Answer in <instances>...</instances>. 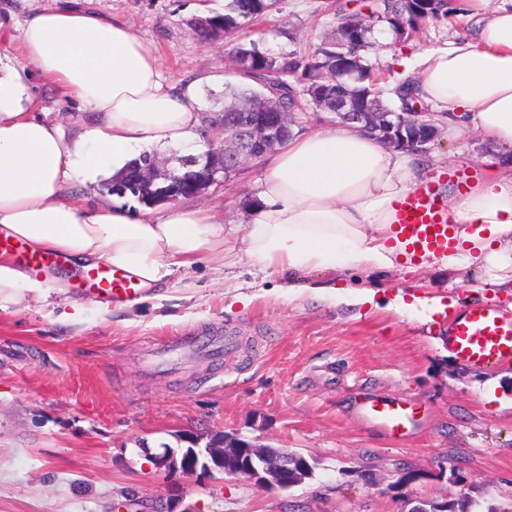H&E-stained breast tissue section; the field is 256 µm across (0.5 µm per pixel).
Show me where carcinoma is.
Segmentation results:
<instances>
[{
  "mask_svg": "<svg viewBox=\"0 0 512 512\" xmlns=\"http://www.w3.org/2000/svg\"><path fill=\"white\" fill-rule=\"evenodd\" d=\"M276 0H228L224 13H202L189 24L203 22L215 31L213 38H227L260 22L271 11ZM376 21V28L389 32L399 43L419 33L423 25L455 17L462 13L456 0H370L365 5ZM355 42L336 37L332 31L305 52L291 51L274 55L255 40H240L229 49L231 61L240 80L224 84V104L248 97H276L285 112H305L312 106V95L329 94L328 104L336 103V90L345 87L386 112H406L419 102L409 91V82L399 80L391 92L399 104L383 100V92L371 80V67L363 63L360 70L350 72L341 67ZM136 165L122 173L128 186L122 205L132 209L148 206L146 193L135 181Z\"/></svg>",
  "mask_w": 512,
  "mask_h": 512,
  "instance_id": "1",
  "label": "carcinoma"
}]
</instances>
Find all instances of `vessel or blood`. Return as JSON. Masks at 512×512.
<instances>
[{
    "instance_id": "vessel-or-blood-1",
    "label": "vessel or blood",
    "mask_w": 512,
    "mask_h": 512,
    "mask_svg": "<svg viewBox=\"0 0 512 512\" xmlns=\"http://www.w3.org/2000/svg\"><path fill=\"white\" fill-rule=\"evenodd\" d=\"M439 196L438 184L426 183L396 205L395 222L399 235L415 253L441 251L451 244L448 220ZM0 252L13 254L34 271L59 265L61 261L57 254L30 252L24 241L9 235L0 234ZM137 284L135 278L117 275L104 268L83 271L79 282L87 292L114 298L136 295ZM448 342L457 360L469 367L485 368L512 362V315L488 300L470 303L449 321ZM232 345L233 341L228 337L212 336L204 342L194 338L173 339L162 349L149 346L145 364L154 367L166 350L188 358L205 356L212 359ZM365 411L370 420L393 433L405 429L416 415L412 407L388 400L370 401Z\"/></svg>"
}]
</instances>
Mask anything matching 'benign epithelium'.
I'll return each instance as SVG.
<instances>
[{"label":"benign epithelium","mask_w":512,"mask_h":512,"mask_svg":"<svg viewBox=\"0 0 512 512\" xmlns=\"http://www.w3.org/2000/svg\"><path fill=\"white\" fill-rule=\"evenodd\" d=\"M348 33L358 36L370 28L368 18L349 15L344 19ZM354 96L336 98L332 115L341 124L357 123L362 130L375 136L385 147L414 151L433 142L438 134L435 125L421 112H383L376 107L355 110ZM298 113L280 111L272 98L245 102L235 112L224 113V139L220 148L221 168L212 171L209 181H198L193 167L201 158L214 153L215 143L207 138V149L199 154L173 156L165 161L152 157L139 169L140 184L148 188L156 204H176L179 197L170 195L176 184L190 183L188 198H198L208 188L224 181V174L256 158L262 150L272 149L284 134L285 127L297 123ZM191 447L178 453L170 448L154 457L157 465L181 469L193 474H205L214 469L233 479H246L266 487L286 488L299 483L310 471L307 459L282 448L256 445L235 435L224 434L219 441L205 447L190 439Z\"/></svg>","instance_id":"1"}]
</instances>
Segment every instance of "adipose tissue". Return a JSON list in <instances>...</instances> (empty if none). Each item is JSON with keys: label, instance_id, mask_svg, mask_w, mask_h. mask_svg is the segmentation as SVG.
Masks as SVG:
<instances>
[{"label": "adipose tissue", "instance_id": "obj_1", "mask_svg": "<svg viewBox=\"0 0 512 512\" xmlns=\"http://www.w3.org/2000/svg\"><path fill=\"white\" fill-rule=\"evenodd\" d=\"M472 35L422 54L409 75L417 95L473 130L512 147V0H463ZM23 61L0 52V228L35 251L66 254L69 267H116L161 285L201 259L241 261L305 276L315 272L402 268L407 253L393 224L396 202L420 177L408 152L345 126L288 140L259 186L244 249L223 218L200 207L161 212L121 204L86 207L65 199L77 180L119 174L145 152L191 142L198 82L168 83L156 55L124 23L67 4L29 15ZM54 84L68 103L95 113L85 135L65 140L60 124L35 112L30 78ZM452 248L423 264L450 272L479 270L512 290V169L489 174L446 207ZM48 288L10 257L0 258V303Z\"/></svg>", "mask_w": 512, "mask_h": 512}]
</instances>
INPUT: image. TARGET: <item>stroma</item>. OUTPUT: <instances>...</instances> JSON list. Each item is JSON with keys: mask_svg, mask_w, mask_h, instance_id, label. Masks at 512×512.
I'll return each instance as SVG.
<instances>
[{"mask_svg": "<svg viewBox=\"0 0 512 512\" xmlns=\"http://www.w3.org/2000/svg\"><path fill=\"white\" fill-rule=\"evenodd\" d=\"M364 0H278L252 37L274 53L318 42L339 22L338 5ZM99 15L128 25L158 57L166 81L209 80L198 89L196 136L221 118L225 82L235 80L223 40H199L187 21L222 12L224 0H91ZM472 19L427 22L392 52L369 55L392 89L425 51L471 29ZM36 109L77 138L93 115L34 81ZM438 135L421 158L432 180L451 169L485 177L489 161L512 166V150L476 132L462 135L434 115ZM263 163L244 165L196 206L222 211L235 238L253 218ZM362 279L383 293L483 299L501 308L512 294L479 275L436 268L312 274V283ZM280 273L201 261L174 273L130 306H104L77 281L38 300L27 293L0 308V512H116L135 497L192 512H409L418 499L468 493L477 512L512 507V362L470 368L448 358V318L434 321L279 292ZM79 313L78 322L68 321ZM232 334L218 361L171 363L150 372L146 343ZM493 391L496 400L483 399ZM376 398L405 402L417 420L394 434L370 421ZM223 433L301 452L312 473L298 485L263 489L222 475L157 467L153 456L185 439ZM376 478L368 486L361 471Z\"/></svg>", "mask_w": 512, "mask_h": 512, "instance_id": "obj_1", "label": "stroma"}]
</instances>
